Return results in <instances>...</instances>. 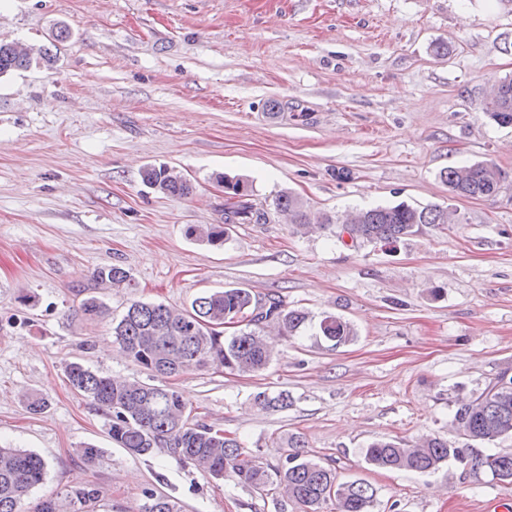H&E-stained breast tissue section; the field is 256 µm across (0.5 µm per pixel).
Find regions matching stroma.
<instances>
[{
  "instance_id": "1",
  "label": "stroma",
  "mask_w": 512,
  "mask_h": 512,
  "mask_svg": "<svg viewBox=\"0 0 512 512\" xmlns=\"http://www.w3.org/2000/svg\"><path fill=\"white\" fill-rule=\"evenodd\" d=\"M0 39L56 57L0 77V445L47 461L32 499L91 484L99 512H141L152 493L181 512H300L167 451L128 453L65 376L78 361L155 383L114 344L113 319L135 300L185 308L244 287L356 336L334 349L307 329L278 338L262 372L168 378L191 422L272 466L276 438L299 436L340 480L373 486V512H512V482L477 464L512 438L469 441L454 421L460 401L512 377V128L480 110L512 75V0H0ZM481 161L507 173L500 194L450 196L441 171ZM150 164L192 194L144 187ZM221 174L247 180L270 215L213 246L197 232L222 221ZM280 191L333 224H289L271 210ZM400 201L458 221L390 249L338 223ZM112 264L134 287L99 290L111 318L83 321L77 286ZM31 391L49 399L42 414L25 408ZM261 391L287 393V407L257 409ZM421 436L462 460L418 474L365 459L373 441ZM86 443L95 462L77 454Z\"/></svg>"
}]
</instances>
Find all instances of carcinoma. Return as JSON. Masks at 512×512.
<instances>
[{
  "label": "carcinoma",
  "mask_w": 512,
  "mask_h": 512,
  "mask_svg": "<svg viewBox=\"0 0 512 512\" xmlns=\"http://www.w3.org/2000/svg\"><path fill=\"white\" fill-rule=\"evenodd\" d=\"M55 55L45 47L37 48L34 64L0 40V77L30 67L50 70ZM481 110L498 125H512V76L498 81L497 98L481 104ZM441 180L454 197L489 199L503 188L504 173L492 162H475L450 167L440 172ZM142 183L163 195L187 197L191 182L165 165H150L141 173ZM224 185V223L212 224L206 239L219 243L234 224H264L268 211L250 199L251 188L242 180L219 179ZM275 209L288 214L298 227L312 224L309 211L292 193H281L274 200ZM455 215L438 206L416 207L405 202L395 205L355 210L344 224L351 238L367 243H396L419 232L425 224L454 223ZM94 286L131 288L127 270L112 265L98 269ZM77 312L91 321L109 316V308L85 288ZM238 319L245 328L231 336L224 335V324ZM309 316L302 310L288 309L271 298L262 304L250 290L228 287L196 297L190 307L178 309L163 303L132 302L121 318L112 324V335L120 349L136 365L161 376H177L191 370L222 366L241 374L256 373L268 367L271 352L261 336L262 326L276 324L282 335L292 337L307 328ZM315 335L338 348L354 339L349 322L336 315H325L315 325ZM70 386L83 395L108 419L112 441L133 455H150L158 449L193 462L205 474L230 478L260 492L285 489L302 512H322L331 501L336 512H372L376 491L362 481L342 482L334 468L307 458L300 448L302 440L288 437L291 452L277 467H268L248 455L237 439L203 424L189 422L187 404L180 393L166 385L129 383L119 377L103 375L79 362L66 366ZM31 414L48 406L40 392L25 398ZM254 405L261 410L285 408L288 395L260 392ZM454 420L467 440L492 443L512 435V378H500L488 385L474 401L462 404ZM464 460L461 451L448 442L429 437L418 446H405L390 440L370 444L365 459L376 468L430 473L449 459ZM493 476L512 481V453H491L479 459ZM48 463L35 452L0 447V512H97L98 490L90 486L71 488L55 496L32 503V489L41 484ZM143 512H178L177 505L163 496L149 495Z\"/></svg>",
  "instance_id": "1"
}]
</instances>
